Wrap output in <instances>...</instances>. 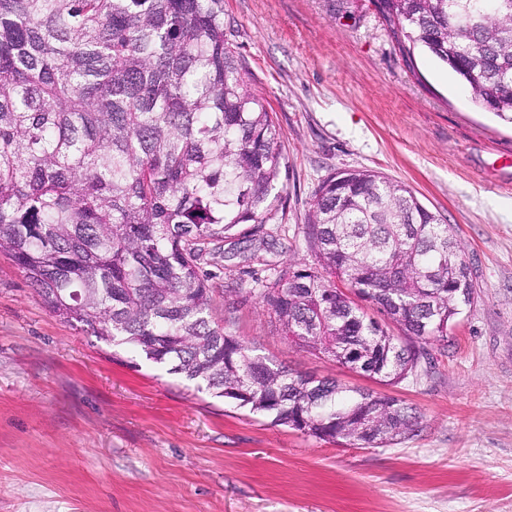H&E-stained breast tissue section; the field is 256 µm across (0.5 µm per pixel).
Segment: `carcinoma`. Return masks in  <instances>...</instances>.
I'll return each instance as SVG.
<instances>
[{
	"label": "carcinoma",
	"mask_w": 512,
	"mask_h": 512,
	"mask_svg": "<svg viewBox=\"0 0 512 512\" xmlns=\"http://www.w3.org/2000/svg\"><path fill=\"white\" fill-rule=\"evenodd\" d=\"M377 4L512 123V0ZM284 166L224 0H0V253L49 312L275 425L356 448L402 439L419 420L402 401L224 332L237 302L217 315L203 265L228 239L266 244ZM303 234L315 265L278 271L264 306L298 348L386 385L418 375L474 300L454 228L380 172L324 179Z\"/></svg>",
	"instance_id": "cac0c4a2"
}]
</instances>
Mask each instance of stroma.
I'll return each mask as SVG.
<instances>
[{
	"label": "stroma",
	"instance_id": "obj_1",
	"mask_svg": "<svg viewBox=\"0 0 512 512\" xmlns=\"http://www.w3.org/2000/svg\"><path fill=\"white\" fill-rule=\"evenodd\" d=\"M224 27L268 100L288 157L274 252L213 269L244 288L227 334L290 370L412 406L415 433L378 448L320 440L224 404L52 315L0 254V512H512V125L374 0H224ZM408 185L452 225L475 300L394 385L290 344L258 289L311 264L302 227L332 173Z\"/></svg>",
	"mask_w": 512,
	"mask_h": 512
}]
</instances>
